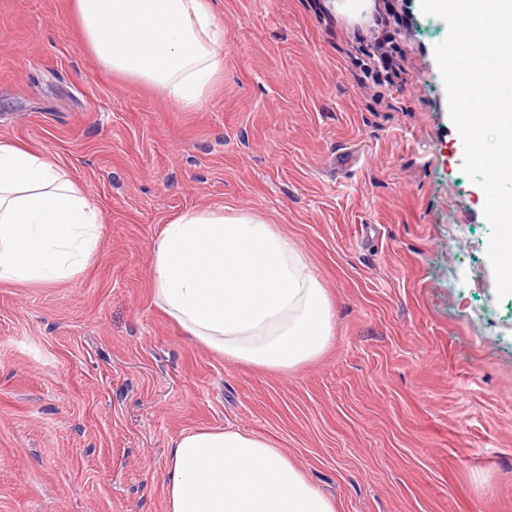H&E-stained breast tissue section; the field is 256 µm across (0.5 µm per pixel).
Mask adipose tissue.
<instances>
[{
  "label": "adipose tissue",
  "instance_id": "ef3b65f1",
  "mask_svg": "<svg viewBox=\"0 0 512 512\" xmlns=\"http://www.w3.org/2000/svg\"><path fill=\"white\" fill-rule=\"evenodd\" d=\"M99 65L188 109L224 70L209 0H72ZM100 213L47 156L0 143V282L56 284L96 252ZM165 313L234 362L281 373L319 357L333 331L324 289L270 225L223 209L183 212L153 250ZM166 512H335L270 441L231 429L182 434L168 459Z\"/></svg>",
  "mask_w": 512,
  "mask_h": 512
}]
</instances>
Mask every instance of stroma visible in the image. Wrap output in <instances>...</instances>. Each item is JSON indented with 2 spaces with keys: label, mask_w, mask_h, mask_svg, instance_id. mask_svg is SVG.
Segmentation results:
<instances>
[{
  "label": "stroma",
  "mask_w": 512,
  "mask_h": 512,
  "mask_svg": "<svg viewBox=\"0 0 512 512\" xmlns=\"http://www.w3.org/2000/svg\"><path fill=\"white\" fill-rule=\"evenodd\" d=\"M337 2L211 0L224 73L188 110L101 68L72 0H0V141L102 221L75 278L0 283V512H164L199 428L285 449L336 512H512V295L434 56L448 27L421 0ZM387 35L405 81L380 88ZM216 206L304 255L334 314L318 358L234 363L157 305L161 231Z\"/></svg>",
  "instance_id": "1"
}]
</instances>
